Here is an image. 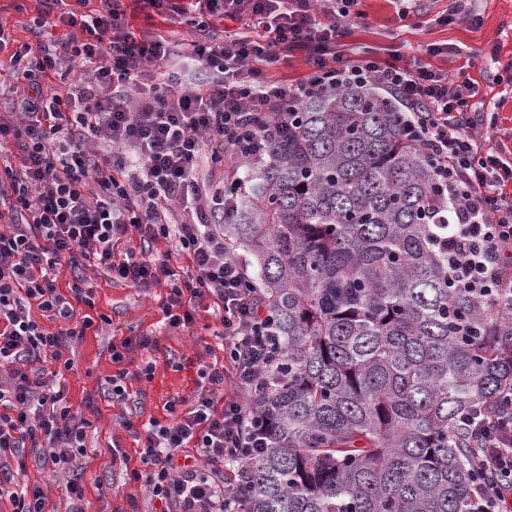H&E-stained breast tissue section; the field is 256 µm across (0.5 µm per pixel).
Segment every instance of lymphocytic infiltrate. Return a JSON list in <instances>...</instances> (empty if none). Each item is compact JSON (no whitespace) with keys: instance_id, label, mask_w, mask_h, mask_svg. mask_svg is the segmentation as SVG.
<instances>
[{"instance_id":"1","label":"lymphocytic infiltrate","mask_w":512,"mask_h":512,"mask_svg":"<svg viewBox=\"0 0 512 512\" xmlns=\"http://www.w3.org/2000/svg\"><path fill=\"white\" fill-rule=\"evenodd\" d=\"M94 11L61 13L64 39L39 42L14 55L13 77L26 85L25 109L0 114V144L17 152L0 162V501L12 512H46L41 486L17 487L28 452L59 469L83 454L88 421L51 384L43 358L73 369L63 349L85 336L91 318L75 320V306L94 307V290L82 273L87 261L135 288L168 287L170 327L195 320L185 298L211 297L224 305L221 337L239 389L252 390L275 357L265 300L246 263L224 245L217 218L235 189L224 179L205 184L203 167L223 172L224 160L257 154L272 125L287 128L284 103L320 89L364 82L388 90L407 106L409 136L433 156L441 179L451 181L465 213L455 236L484 248L468 260L484 276L490 260L512 257V155L484 149L474 131L484 118L469 108L472 87L420 61L400 64L341 52L357 0H133L134 4L189 18L194 38L135 31L124 0H97ZM329 16L321 23L319 13ZM254 18L261 39L212 32L213 20ZM285 51H298L308 78L287 84L264 75ZM174 239L193 261L179 274L150 254L116 257L114 245ZM74 277L60 293L62 268ZM38 307L60 321L41 330ZM210 388L194 399L169 402V423L124 428L142 438L140 468L130 480L176 512H244L237 484L223 467H238L266 444L244 404L221 399L224 373L210 368ZM473 458L492 484L478 496L482 512H501L512 489V417L466 423Z\"/></svg>"}]
</instances>
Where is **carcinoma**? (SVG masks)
Masks as SVG:
<instances>
[{
  "instance_id": "1",
  "label": "carcinoma",
  "mask_w": 512,
  "mask_h": 512,
  "mask_svg": "<svg viewBox=\"0 0 512 512\" xmlns=\"http://www.w3.org/2000/svg\"><path fill=\"white\" fill-rule=\"evenodd\" d=\"M224 242L254 256L276 356L245 512H479L462 420L511 413L512 263L463 283L453 189L373 85L283 105Z\"/></svg>"
}]
</instances>
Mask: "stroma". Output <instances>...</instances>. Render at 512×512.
<instances>
[{
    "label": "stroma",
    "mask_w": 512,
    "mask_h": 512,
    "mask_svg": "<svg viewBox=\"0 0 512 512\" xmlns=\"http://www.w3.org/2000/svg\"><path fill=\"white\" fill-rule=\"evenodd\" d=\"M404 7L403 0H359L348 47L360 56L417 57L450 79L470 80L472 109L484 115L483 142L512 153V0H417L410 13ZM454 7L473 11L478 23H439V16ZM45 10V0H0V23L10 34L0 49V113L21 109L23 92L12 77L10 58L21 46L37 44L34 21ZM432 44L442 45L443 54L428 55ZM89 277L95 305L77 307L75 317H91L94 325L66 349L74 369L64 377L69 404L90 423L85 452L70 466L82 478L83 496L70 499L65 478L49 480L32 459L15 481L45 486L48 512H162V504L143 483L126 478L127 469L140 465L141 443L122 421L168 422L167 402L193 396L205 386L199 374L203 365L225 366L219 336L223 305L215 299L198 301L195 323L173 328L163 312L165 285L133 288L102 268L91 270ZM124 341L129 348L118 365L112 361V347ZM148 363L154 374L147 380L140 369ZM121 369L127 374V398L117 402L103 387L105 378ZM116 448L121 451L117 459L112 456Z\"/></svg>",
    "instance_id": "stroma-1"
}]
</instances>
